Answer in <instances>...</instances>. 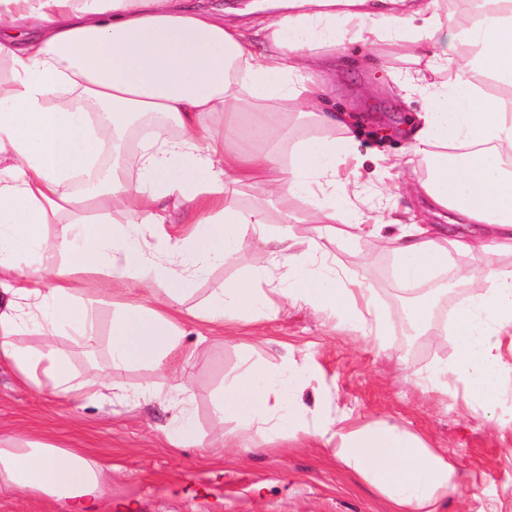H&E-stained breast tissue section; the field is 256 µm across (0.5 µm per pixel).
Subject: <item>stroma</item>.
I'll list each match as a JSON object with an SVG mask.
<instances>
[{
  "mask_svg": "<svg viewBox=\"0 0 512 512\" xmlns=\"http://www.w3.org/2000/svg\"><path fill=\"white\" fill-rule=\"evenodd\" d=\"M393 48L354 43L329 57L315 77L326 93L323 109L347 116L357 149L345 170L358 175L362 198L368 205L385 206L399 195L401 206L412 207L430 224H444L447 213H434L406 190L418 175L410 168L383 173L378 154L406 153L405 135L423 111L420 92H400L391 71L405 69ZM391 230L359 241L349 250L329 246L338 269L357 274L369 267L371 286L379 304L398 316L405 303L393 275L396 259ZM259 246L245 240L234 263L214 268L178 297L181 307L200 304L212 288L261 265ZM444 288L432 313V332L408 335L394 331L389 348L344 326L340 320L305 309L262 329L243 327L237 333L216 331L205 344L195 336L183 344L193 351L179 361L176 375L142 365L118 374L124 387L136 390L152 384L154 391L124 407L103 398L71 402L58 399L25 383L11 370L0 368V439L27 434L62 448H79L93 459L111 462L102 512H389L385 498L350 472L332 447L318 443L289 444L278 439L258 448H230L227 434L236 421L216 424L213 406L224 389L249 363L277 369L286 351L308 354L322 373L302 393L309 421L324 415L352 411V422L362 425L386 417L401 429L420 436L458 468L462 480L443 512H512V428L502 429L482 411L472 409L465 392L446 403L422 392L416 375L452 361L455 340L442 334L443 313L463 298L459 288ZM116 293L88 296L97 336L85 342L76 336L59 337L69 354L72 370L83 376L107 362L108 337ZM178 384L193 410L196 441L176 447L163 429L180 409L160 402L157 391Z\"/></svg>",
  "mask_w": 512,
  "mask_h": 512,
  "instance_id": "35a3bbf8",
  "label": "stroma"
}]
</instances>
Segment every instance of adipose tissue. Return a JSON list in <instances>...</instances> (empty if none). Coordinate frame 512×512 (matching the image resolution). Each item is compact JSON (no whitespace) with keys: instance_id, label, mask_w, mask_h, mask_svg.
Segmentation results:
<instances>
[{"instance_id":"adipose-tissue-1","label":"adipose tissue","mask_w":512,"mask_h":512,"mask_svg":"<svg viewBox=\"0 0 512 512\" xmlns=\"http://www.w3.org/2000/svg\"><path fill=\"white\" fill-rule=\"evenodd\" d=\"M471 3L464 21L445 0H261L269 22L248 33L187 0H0V367L62 399L99 397L119 389L114 372L182 354L187 325H258L292 304L347 316L352 330L388 346L396 321L367 276L338 272L321 241L347 247L390 226L414 327L430 326L435 300L424 286L447 269L449 251L485 257L456 277L466 296L454 313V361L421 383L443 401L463 385L492 414L512 378L502 352L512 339V95L487 96L482 81L512 88V0ZM351 41L409 51L415 67L396 83L420 90L427 108L407 154L380 156L381 167L423 169L414 192L474 234L405 221L395 201L385 216L358 206L357 179L339 175L354 138L336 135L340 122L321 109L314 80L320 49ZM296 122L321 133L286 159L281 143ZM256 183L264 197L248 207L224 193ZM112 212L119 221L106 222ZM50 224L61 230L47 253ZM170 224L188 230L173 235ZM248 237L264 265L200 306H172L233 262ZM103 276L125 296L112 317L109 372L80 378L56 338L66 330L93 339L83 297ZM32 333L40 346L19 344ZM314 377L305 355H286L274 371L247 366L215 402L214 419L238 422L232 445L257 447L272 433L334 445L395 512H441L461 483L456 466L384 418L309 421L297 394ZM103 470L74 448L0 442V488L66 512H98Z\"/></svg>"}]
</instances>
